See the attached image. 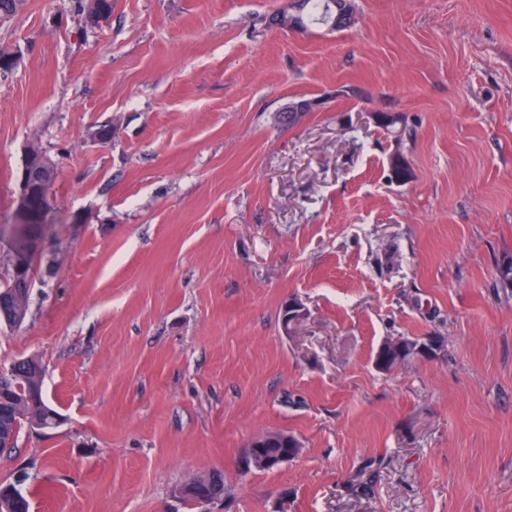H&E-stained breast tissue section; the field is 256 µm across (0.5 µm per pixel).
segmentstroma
<instances>
[{
    "label": "stroma",
    "mask_w": 512,
    "mask_h": 512,
    "mask_svg": "<svg viewBox=\"0 0 512 512\" xmlns=\"http://www.w3.org/2000/svg\"><path fill=\"white\" fill-rule=\"evenodd\" d=\"M353 3L340 31L277 27L280 0L0 21V226L27 147L57 165L29 314L0 327V367L39 358L64 418L0 452L35 512H189L209 471L210 512H512V0ZM395 336L443 343L381 372ZM266 431L299 456L242 471ZM268 433H260L252 437L244 446L241 454H242V467L245 470H250L255 467V462L253 459V449L261 448L260 445L266 440ZM285 445L280 443L278 448H261L262 452L266 455L275 454L281 450H283ZM214 475H219L222 479V486H217L214 491H212L209 495L201 496L209 492L210 486H209V476L212 478ZM194 481V476L190 478L188 481L182 484L180 488L176 490V494L183 500L189 493L186 491V487L191 485ZM193 489V496H197L195 501L192 503L191 508L195 509L197 508V511L199 512H206L208 509V506L214 502L215 500H218L222 497H224V474L219 471H211L208 476L200 477L195 483H193L192 486Z\"/></svg>",
    "instance_id": "1"
}]
</instances>
